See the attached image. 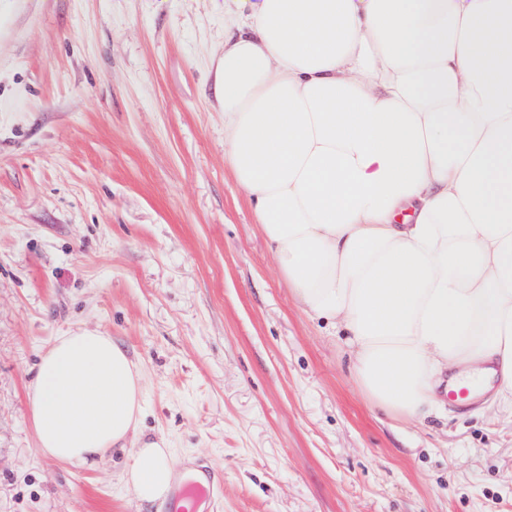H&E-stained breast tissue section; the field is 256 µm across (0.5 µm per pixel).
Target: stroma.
I'll return each mask as SVG.
<instances>
[{
    "label": "stroma",
    "mask_w": 512,
    "mask_h": 512,
    "mask_svg": "<svg viewBox=\"0 0 512 512\" xmlns=\"http://www.w3.org/2000/svg\"><path fill=\"white\" fill-rule=\"evenodd\" d=\"M224 0H0V512H171L37 447L30 385L88 329L140 364V440L212 512H512V409L403 422L278 275L224 157Z\"/></svg>",
    "instance_id": "1"
}]
</instances>
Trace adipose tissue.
I'll use <instances>...</instances> for the list:
<instances>
[{
	"mask_svg": "<svg viewBox=\"0 0 512 512\" xmlns=\"http://www.w3.org/2000/svg\"><path fill=\"white\" fill-rule=\"evenodd\" d=\"M225 158L279 274L344 331L363 396L422 419L438 388L512 405V0H226ZM142 373L87 330L40 356L42 455L94 466L141 420ZM191 478L170 448L120 475L146 504Z\"/></svg>",
	"mask_w": 512,
	"mask_h": 512,
	"instance_id": "1",
	"label": "adipose tissue"
}]
</instances>
